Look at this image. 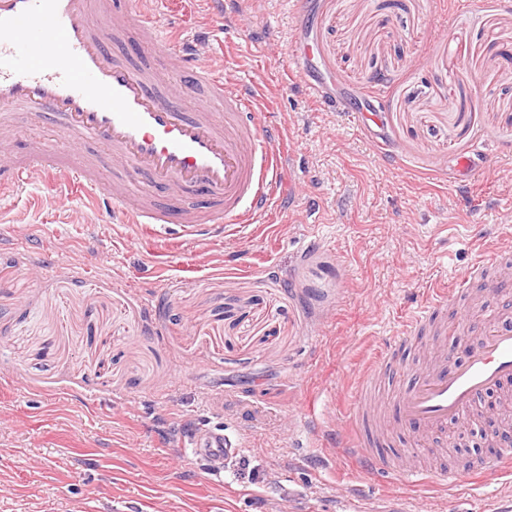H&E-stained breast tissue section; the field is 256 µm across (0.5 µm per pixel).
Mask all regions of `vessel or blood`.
<instances>
[{
	"label": "vessel or blood",
	"mask_w": 512,
	"mask_h": 512,
	"mask_svg": "<svg viewBox=\"0 0 512 512\" xmlns=\"http://www.w3.org/2000/svg\"><path fill=\"white\" fill-rule=\"evenodd\" d=\"M209 38L169 34L152 6L108 11L103 0H0V112H31L60 123L65 153L40 147L21 162L0 161V196L15 195L33 179L59 185L102 206L116 224H149L168 233L178 226L193 241L201 229L224 231L262 224L285 183L284 135L266 124L252 90L227 70L202 61ZM313 53L296 39L294 70L313 98L333 105L325 83L309 68ZM365 128L385 146L374 101L359 109ZM109 157L70 166L66 155L85 143ZM474 149L453 165L467 183L482 165ZM147 180L171 189L169 199L134 198L131 185ZM471 326L474 340L462 355L441 353L414 370L404 390L381 389L407 367L406 353L449 327ZM512 383V248L480 253L465 276L435 290L413 312L406 333L391 337L381 356L358 379L355 405L344 428L333 430L344 449L369 472L410 485L425 470L417 451L395 453L398 432L443 434L468 422L484 396ZM193 455L211 474L241 448L217 428L195 434ZM512 471V440L465 466L442 463L436 476L449 487L467 479Z\"/></svg>",
	"instance_id": "b4317fda"
}]
</instances>
